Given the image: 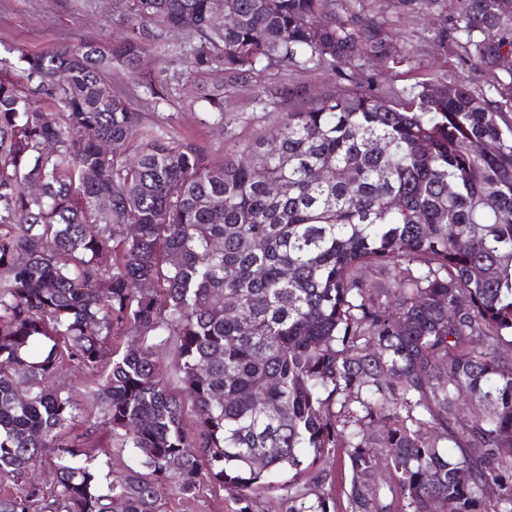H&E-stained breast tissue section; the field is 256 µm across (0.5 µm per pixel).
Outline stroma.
Listing matches in <instances>:
<instances>
[{
	"label": "stroma",
	"mask_w": 512,
	"mask_h": 512,
	"mask_svg": "<svg viewBox=\"0 0 512 512\" xmlns=\"http://www.w3.org/2000/svg\"><path fill=\"white\" fill-rule=\"evenodd\" d=\"M114 8L115 0H0V50L39 53L81 38L110 39L119 32ZM355 8L384 20L386 34L398 41L409 57L408 63L389 72L365 63L359 79L368 78L381 87L403 92L430 72L451 77L472 74L475 63L466 58L460 47L459 32L445 28L451 14L450 0H436L431 7L420 5L411 12L400 11L396 0H356ZM443 31L448 34L449 45L447 51L441 52L436 44ZM289 80L308 85L317 92L333 91L345 84L344 79L324 66L296 70L268 68L247 83L227 88L225 129L215 128L199 108L183 102L161 105L158 121L180 135L195 139L212 156L220 158L253 140L272 139L278 131L279 111L266 104L264 92L273 84ZM68 433L75 436L79 447L89 449L94 456L101 485L119 480L129 470L140 467L129 449L120 447L109 432L85 417H78ZM326 470L327 478L321 489L332 495L336 512H346L350 472L345 449H330ZM279 508L276 497L268 495L241 502L215 485L201 488L192 497L166 486L160 491L155 512H278Z\"/></svg>",
	"instance_id": "stroma-1"
}]
</instances>
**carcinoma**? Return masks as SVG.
Wrapping results in <instances>:
<instances>
[{"label":"carcinoma","instance_id":"cac0c4a2","mask_svg":"<svg viewBox=\"0 0 512 512\" xmlns=\"http://www.w3.org/2000/svg\"><path fill=\"white\" fill-rule=\"evenodd\" d=\"M222 9L235 22L212 23ZM454 10L485 81L281 84L273 103L300 106L278 140L222 158L148 121L184 97L169 55L222 129L224 86L260 67L348 78L367 57L397 68L403 49L350 0H125L122 36L0 56V478L23 482L0 512H153L169 483L244 501L285 473L325 480L337 447L348 512H384L380 468L409 512H512V0ZM116 75L144 98L114 93ZM369 270L393 287L370 288ZM64 363L86 419L147 472L104 492L92 456L54 443L77 417ZM474 400L484 412L461 423ZM48 452L44 486L28 475ZM281 500L333 509L325 493Z\"/></svg>","mask_w":512,"mask_h":512}]
</instances>
